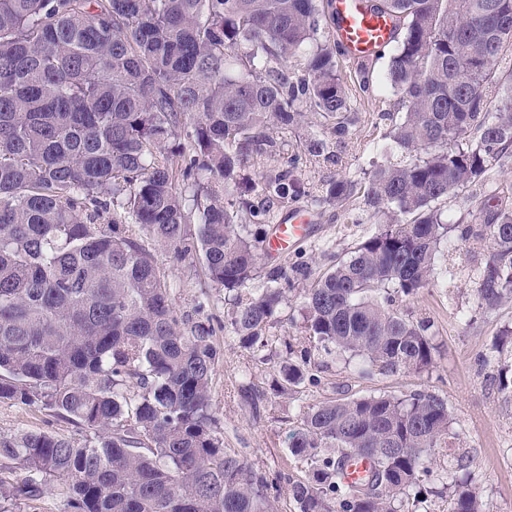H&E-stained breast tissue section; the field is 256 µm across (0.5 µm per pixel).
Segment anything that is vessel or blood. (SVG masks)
Instances as JSON below:
<instances>
[{"label": "vessel or blood", "mask_w": 512, "mask_h": 512, "mask_svg": "<svg viewBox=\"0 0 512 512\" xmlns=\"http://www.w3.org/2000/svg\"><path fill=\"white\" fill-rule=\"evenodd\" d=\"M371 0H333L329 29L345 59L353 63L376 58L394 37V25L387 15L373 11ZM308 231L302 211L284 214L275 226L270 250L283 254Z\"/></svg>", "instance_id": "b4317fda"}]
</instances>
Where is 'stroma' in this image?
<instances>
[{
    "label": "stroma",
    "mask_w": 512,
    "mask_h": 512,
    "mask_svg": "<svg viewBox=\"0 0 512 512\" xmlns=\"http://www.w3.org/2000/svg\"><path fill=\"white\" fill-rule=\"evenodd\" d=\"M387 59L371 66L374 92L367 95L353 89L359 120L345 142L336 149L332 162L307 161L294 172L295 178L309 186H320L337 178L363 180L374 158H400L401 151L387 140L391 127L387 114L395 97L384 83ZM292 208L311 217L308 235L288 252V262L308 264L312 272L330 268L345 257L355 243L374 234L378 225L360 201L343 208L319 203L310 196L292 201ZM443 253L448 256L447 280H435L406 301L403 308L413 318L429 319L439 350L437 364L421 375L378 373L362 376L359 359L343 360L319 355L321 383L315 388L276 396L270 390L278 352H271L270 364L255 367L249 351L238 347L224 329L228 310L224 295L211 293L208 312L214 326L216 343L224 350L217 367L213 396L224 429L225 447L235 449L256 467L285 478L302 479L305 463L289 453V434L297 423L301 405L339 396L379 393L401 394L425 389L448 400V409L456 421L453 448L468 452L474 484L487 505V512H512V392L501 388L499 374L512 368V344H501L502 330L512 328V304L494 311L478 309L475 289L478 270L484 260L482 247H475L450 232ZM173 294L182 311L192 312L207 284L189 262L166 260ZM252 381L258 399L248 404L239 393L240 385ZM49 430L67 437L76 436L70 424L56 420L38 406L0 402V432L18 429Z\"/></svg>",
    "instance_id": "1"
}]
</instances>
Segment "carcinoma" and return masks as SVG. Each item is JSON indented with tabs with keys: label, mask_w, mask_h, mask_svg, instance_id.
<instances>
[{
	"label": "carcinoma",
	"mask_w": 512,
	"mask_h": 512,
	"mask_svg": "<svg viewBox=\"0 0 512 512\" xmlns=\"http://www.w3.org/2000/svg\"><path fill=\"white\" fill-rule=\"evenodd\" d=\"M332 0H0V401L37 405L81 433L0 434V501L58 495L68 512H415L420 489L448 512H486L464 453L448 452V402L426 390L326 398L299 412L289 451L308 478L271 479L224 447L213 403L224 357L206 302L182 312L163 259L191 260L231 294L225 330L272 345L291 279L260 274L274 205L363 198L379 230L304 291L307 343L286 346L273 391L321 383L314 352L365 374H421L430 325L397 300L435 277L448 197L482 189L512 149V0H378L403 39L387 81L406 159L316 190L302 156L334 158L357 120L340 50L320 26ZM301 65L288 74V64ZM322 126L288 167L250 181L286 133ZM186 137L187 144L171 145ZM461 230L486 247L476 300L512 303V196ZM263 227L262 236L252 227ZM366 457L370 477L345 479Z\"/></svg>",
	"instance_id": "obj_1"
}]
</instances>
